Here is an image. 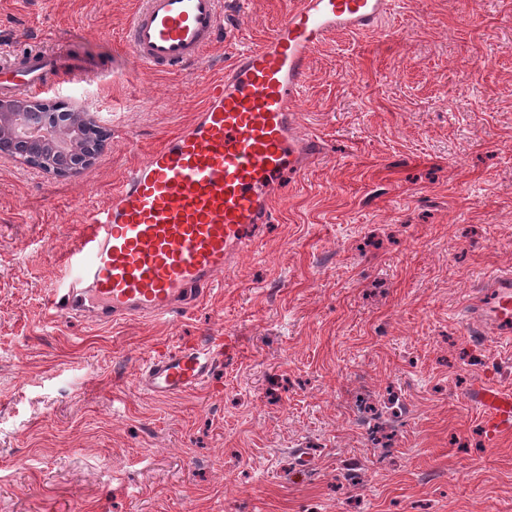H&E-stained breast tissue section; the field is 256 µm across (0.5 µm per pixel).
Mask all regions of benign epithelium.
<instances>
[{"label": "benign epithelium", "instance_id": "obj_1", "mask_svg": "<svg viewBox=\"0 0 512 512\" xmlns=\"http://www.w3.org/2000/svg\"><path fill=\"white\" fill-rule=\"evenodd\" d=\"M101 134L96 113L84 106L48 112L36 98L0 99V138L9 140L0 158L47 176L63 177L96 166L103 155Z\"/></svg>", "mask_w": 512, "mask_h": 512}]
</instances>
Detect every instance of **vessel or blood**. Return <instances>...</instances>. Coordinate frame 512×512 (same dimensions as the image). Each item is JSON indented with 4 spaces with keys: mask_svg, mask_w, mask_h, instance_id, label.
<instances>
[{
    "mask_svg": "<svg viewBox=\"0 0 512 512\" xmlns=\"http://www.w3.org/2000/svg\"><path fill=\"white\" fill-rule=\"evenodd\" d=\"M392 0H297L261 44L237 52L211 82L192 121L151 150L88 214L66 272L48 299L50 318L82 313L109 324L157 319L201 299L229 272L230 257L268 223L272 192L286 171L320 154L299 132L296 110L312 50L340 29H378ZM223 30L220 0H141L125 29L128 60L176 72L199 63ZM69 56L17 53L0 94H30ZM466 324L476 339L512 343V272L483 282ZM217 345L182 344L142 362L136 387L165 399L205 383L220 362ZM488 439L512 430V393L478 387Z\"/></svg>",
    "mask_w": 512,
    "mask_h": 512,
    "instance_id": "1",
    "label": "vessel or blood"
}]
</instances>
